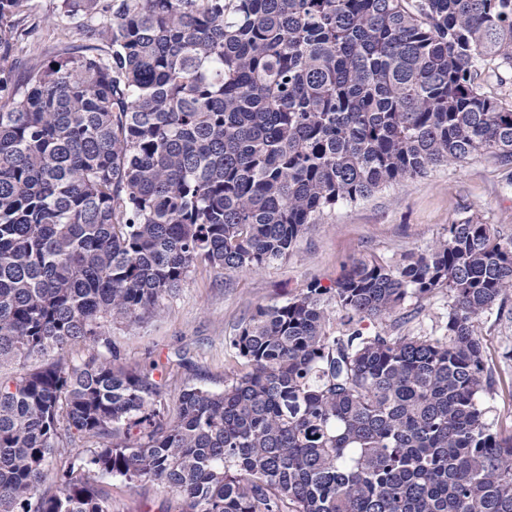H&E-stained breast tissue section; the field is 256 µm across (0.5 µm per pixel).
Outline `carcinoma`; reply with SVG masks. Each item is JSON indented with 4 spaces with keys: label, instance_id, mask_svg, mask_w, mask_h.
I'll list each match as a JSON object with an SVG mask.
<instances>
[{
    "label": "carcinoma",
    "instance_id": "1",
    "mask_svg": "<svg viewBox=\"0 0 512 512\" xmlns=\"http://www.w3.org/2000/svg\"><path fill=\"white\" fill-rule=\"evenodd\" d=\"M59 2L43 24L78 43L44 60L29 0H0V360L98 344L195 262L283 259L326 210L434 166L512 170V103L483 88L512 70V0ZM439 288L443 336L359 328ZM511 296L512 237L466 218L257 307L230 339L246 371L184 384L174 414L114 355L0 379V512H112L93 471L179 512H512L473 329ZM63 432L98 447L55 464Z\"/></svg>",
    "mask_w": 512,
    "mask_h": 512
}]
</instances>
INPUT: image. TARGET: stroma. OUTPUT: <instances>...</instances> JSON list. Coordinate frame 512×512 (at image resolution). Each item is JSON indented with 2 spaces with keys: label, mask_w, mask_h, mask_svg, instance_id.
Masks as SVG:
<instances>
[{
  "label": "stroma",
  "mask_w": 512,
  "mask_h": 512,
  "mask_svg": "<svg viewBox=\"0 0 512 512\" xmlns=\"http://www.w3.org/2000/svg\"><path fill=\"white\" fill-rule=\"evenodd\" d=\"M468 216L512 236V184L498 165L482 157L437 166L363 201L336 205L298 238L286 259L261 269L225 274L195 263L152 315L105 321L103 344H77L68 357L78 362L111 352L126 367L154 369L171 405L186 382L222 391L225 380L245 369L228 338L257 306L284 302L312 284L331 285L343 264L354 258L393 262L424 251L448 224ZM403 310L411 315L401 327L403 334L441 335L448 320V292L407 298ZM474 329L494 361V391L485 403L489 420L501 426L512 421V299L503 313L478 317ZM103 483L112 494V512H178L176 495L164 485L110 477Z\"/></svg>",
  "instance_id": "35a3bbf8"
}]
</instances>
